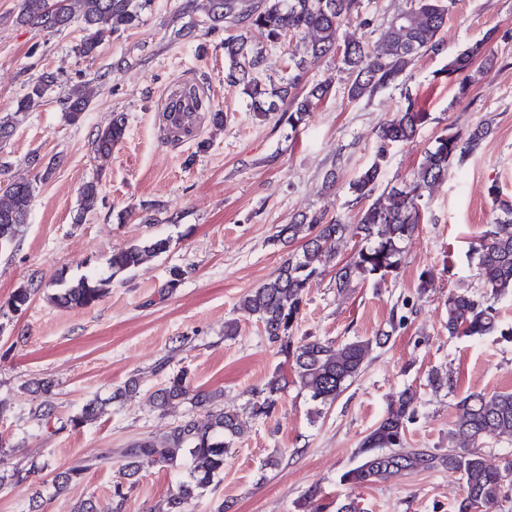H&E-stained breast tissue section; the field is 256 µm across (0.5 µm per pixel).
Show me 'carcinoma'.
<instances>
[{
    "label": "carcinoma",
    "instance_id": "1",
    "mask_svg": "<svg viewBox=\"0 0 512 512\" xmlns=\"http://www.w3.org/2000/svg\"><path fill=\"white\" fill-rule=\"evenodd\" d=\"M150 0H21L16 22L38 31L62 32L76 23L81 37L72 47L80 58L96 55L102 40L120 30L136 25L141 11ZM449 0H411L408 9L390 22L382 39L369 45L343 32L345 21L358 9L357 0H262L250 15L249 30L257 32L255 40L245 35L224 40V81L242 87L254 111L265 116L279 111V103L296 90L308 67L336 49L342 54L345 69L352 77L347 94L352 100L371 96L394 84L408 71L416 57L441 50V32L448 21ZM236 0H206L205 17L215 29L232 16ZM310 34L306 55L289 58L287 82L267 88L259 78L267 47L281 43L289 33ZM486 54L485 42L463 49L438 72L457 85L458 94L469 88V70ZM91 81L69 84L55 72H45L26 86L17 100L16 109L0 113V149L11 139L20 118L35 104L66 87L65 120L78 125L89 102ZM329 85L318 84L309 96L288 113V125L300 124L312 100L324 98ZM430 120V113L407 100L393 119L379 131L375 160L348 186L353 201H369L360 211L357 224L350 226L339 219H326L314 212L298 221L279 226L274 240L284 244L302 241L301 254H291L262 285L250 291L241 308L256 317L264 327L268 340L278 345V352L292 361L294 375L310 398L323 405L332 404L363 371L373 347L381 346V337L355 339L341 344L317 338H294V327L305 303L306 290L329 269L334 270L335 287L346 292L357 284L382 287L395 276L401 265L402 243L410 239L423 219L420 201L448 175V167L461 164L478 148L485 131L478 128L467 137L449 133L438 137L435 145L425 150L409 178L400 186H392L375 195L387 156L386 147L408 143ZM126 118L119 113L101 130L95 140V153L108 158L112 148L126 134ZM34 192L31 181L15 180L0 185V245L13 243L25 224ZM489 196L498 203L501 215L471 248L470 257L477 260L478 276L483 283L481 295L465 293L448 297V335L486 336L503 332L493 302L512 296V203L499 199V188L493 184ZM99 197V184L89 181L79 192L81 209L94 208ZM360 239L354 254L345 263L337 261V245L348 231ZM169 248L166 238L152 239L112 252L109 266L112 274L129 272ZM108 278L84 275L52 295L62 308H88L106 293ZM41 284L31 279L17 288L7 302L11 311L27 305ZM188 372L181 370L168 383L156 390L153 401L160 407H172L185 401L206 410L207 420L189 417L173 426L160 439L142 438L119 449L124 460L122 475L130 480L146 465L174 467L187 460L185 478L165 502L151 512H188L192 500L207 491L215 478L224 472V457L230 452L234 437L240 434L238 413L217 406L221 394L199 390L191 392ZM284 389L282 376L274 373L247 406L252 418L266 420L276 410ZM104 402L93 399L80 415L70 419L77 426L103 412ZM458 415L448 432L454 447L442 454L406 445L405 429L415 417L413 397L406 391L391 404L386 417L360 443V462L345 471L341 480L353 488H361L394 475L424 469L459 473L465 480L466 496L458 512L488 508L498 501L512 468L500 469L486 463L472 445L496 436H512V392L494 394L473 392L457 403ZM96 465V459L83 457L58 473L53 486L56 493L66 491ZM127 498L124 484L113 485L116 503L104 506L89 498L81 501L74 512H121Z\"/></svg>",
    "mask_w": 512,
    "mask_h": 512
}]
</instances>
